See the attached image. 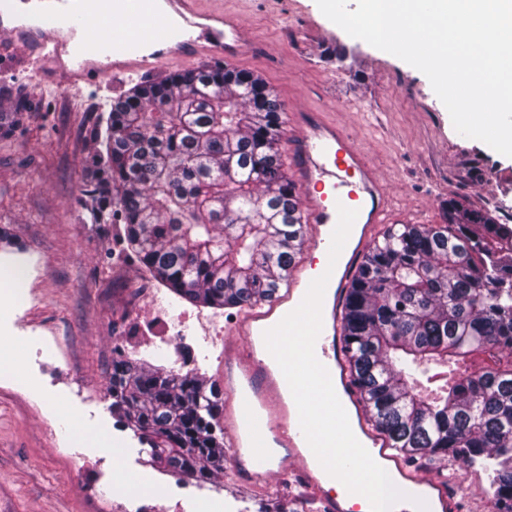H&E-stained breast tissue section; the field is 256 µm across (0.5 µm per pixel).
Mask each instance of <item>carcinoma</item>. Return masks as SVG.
Instances as JSON below:
<instances>
[{"label": "carcinoma", "instance_id": "obj_1", "mask_svg": "<svg viewBox=\"0 0 512 512\" xmlns=\"http://www.w3.org/2000/svg\"><path fill=\"white\" fill-rule=\"evenodd\" d=\"M32 110L0 85V138ZM282 114L259 78L222 64L131 89L90 128L83 223L125 225L139 263L189 303L272 297L306 236ZM441 210L442 223L392 225L366 252L343 323L351 374L403 457L481 463L498 512H512V229L456 200ZM108 393L153 464L197 481L224 471L214 385L119 356Z\"/></svg>", "mask_w": 512, "mask_h": 512}]
</instances>
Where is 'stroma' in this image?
<instances>
[{"label":"stroma","instance_id":"obj_1","mask_svg":"<svg viewBox=\"0 0 512 512\" xmlns=\"http://www.w3.org/2000/svg\"><path fill=\"white\" fill-rule=\"evenodd\" d=\"M236 14L245 33L237 67L259 77L285 108L326 112L352 132L388 186L394 224L440 223L456 199L512 227V157L456 132L428 78L398 57L349 36L316 0H206ZM346 50L343 65L337 51ZM9 35L0 33V84L35 105L27 122L0 141V350L45 387L0 379V512H121L110 474L118 463L169 489L156 512L219 496L230 512H314L293 479L245 487L232 462L198 482L152 466L149 447L110 408L116 355L144 367L194 371L216 382L224 359L216 341L232 312L176 297L130 253L122 225L98 231L81 220L87 130L113 100L162 79H99L78 92L25 72ZM52 403L54 415L42 413ZM105 427L108 444L89 453L81 429ZM492 473L481 464L459 480L465 512H495Z\"/></svg>","mask_w":512,"mask_h":512}]
</instances>
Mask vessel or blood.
I'll return each mask as SVG.
<instances>
[{"mask_svg":"<svg viewBox=\"0 0 512 512\" xmlns=\"http://www.w3.org/2000/svg\"><path fill=\"white\" fill-rule=\"evenodd\" d=\"M32 32L11 23L18 0H0V31L21 42L32 75L58 71L63 87L78 88L104 75L148 71L176 59L209 56L233 61L244 43L239 21L202 0H44ZM286 148L293 180L301 190L312 256L328 254L339 207L357 218L328 281L322 330L315 343L357 440L375 461H387L407 484L408 497L393 512H461L457 490L428 477L393 452L389 440L370 427L364 402L350 382L341 334L346 297L372 230L393 210L384 183L369 166L363 147L322 112H296ZM311 259L294 263L287 283L238 314L222 342L219 392L224 398V449L246 483L294 475L311 490L321 512H351L347 498L326 493L330 477L307 443L290 387L265 346L264 333L303 300L313 279Z\"/></svg>","mask_w":512,"mask_h":512,"instance_id":"1","label":"vessel or blood"}]
</instances>
